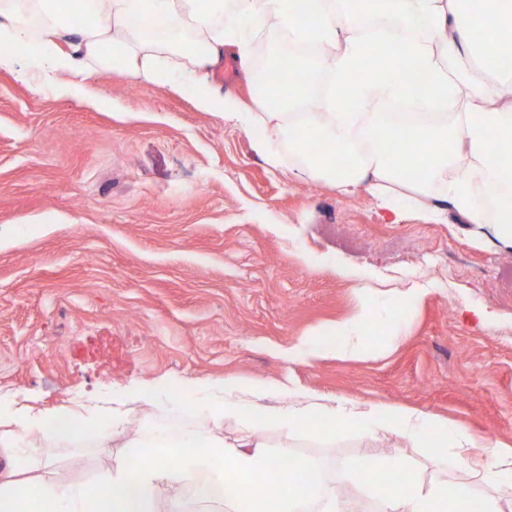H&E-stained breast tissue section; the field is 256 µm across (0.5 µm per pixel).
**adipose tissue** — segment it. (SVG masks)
Masks as SVG:
<instances>
[{"label": "adipose tissue", "instance_id": "ef3b65f1", "mask_svg": "<svg viewBox=\"0 0 512 512\" xmlns=\"http://www.w3.org/2000/svg\"><path fill=\"white\" fill-rule=\"evenodd\" d=\"M304 15L292 0H237L232 17L224 0H0V70L23 82L48 80L69 72L73 81L57 84L59 96L111 108L110 100L90 96L75 78L90 67L123 68L148 84L174 80L168 59H188L197 107L223 114L225 121L262 126L258 150L279 165V144L301 154L293 174L322 176L343 193L363 189L381 207H391L398 189L408 190L427 221L452 214L466 224L487 226L496 243L512 249V199L500 198L494 212L478 208V193L512 183V107L495 108V88L480 77L483 65L512 60V0H311ZM137 27H130L129 18ZM167 19L193 28L184 42L157 43L151 31ZM274 27L289 44L318 45L316 53L270 57L268 80L251 107L221 93L209 81L212 67L233 47L242 68L253 64L254 34ZM334 69L318 95L307 77L318 76L326 59ZM354 93L356 108L343 104ZM416 101L421 111L398 124L383 109ZM323 141L324 154L304 155V138ZM209 403H179L170 426H147L123 462L88 483H56L21 477L23 451L31 436L65 448L112 453L113 410L88 413L51 411L12 414L11 430L0 433V512H159L158 490L167 485L209 502L205 487L184 483L174 459L204 472L224 487L227 512H358V497L336 494L332 473L313 460L287 466L260 442L225 444L200 438L190 429L201 414L214 422L238 418L244 407L223 390L207 388ZM359 432L382 431L412 446L436 450L463 448L470 439L447 423L399 407L369 410L355 402L320 403L304 394L284 410H264L257 428L277 424L331 436L337 421ZM346 469L360 489L377 498V512H469L476 489L465 483L425 485L407 462L371 455L354 458ZM481 498V497H478ZM482 512H512V500L481 498Z\"/></svg>", "mask_w": 512, "mask_h": 512}]
</instances>
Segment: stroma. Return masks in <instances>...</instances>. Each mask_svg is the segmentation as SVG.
I'll return each instance as SVG.
<instances>
[{
  "instance_id": "stroma-1",
  "label": "stroma",
  "mask_w": 512,
  "mask_h": 512,
  "mask_svg": "<svg viewBox=\"0 0 512 512\" xmlns=\"http://www.w3.org/2000/svg\"><path fill=\"white\" fill-rule=\"evenodd\" d=\"M84 83L111 108L0 70V413L151 392L122 406L117 456L190 384L239 397L267 382L417 410L512 447V250L456 217L426 221L407 196L384 209L295 179L292 158L270 166L255 149L263 129L198 110L190 81L94 69ZM382 306L369 349L289 360L306 335ZM259 437L329 467L402 453L424 481L491 490L456 451L389 434ZM75 458V482L111 464L93 448L33 461L53 479Z\"/></svg>"
}]
</instances>
